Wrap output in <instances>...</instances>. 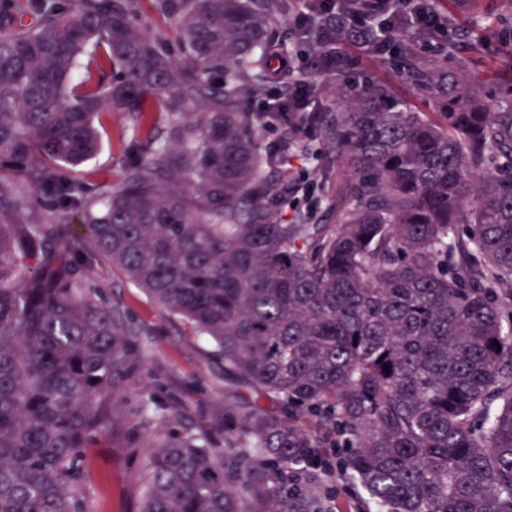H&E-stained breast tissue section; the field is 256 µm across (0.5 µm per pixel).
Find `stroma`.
Listing matches in <instances>:
<instances>
[{
  "mask_svg": "<svg viewBox=\"0 0 512 512\" xmlns=\"http://www.w3.org/2000/svg\"><path fill=\"white\" fill-rule=\"evenodd\" d=\"M444 27L432 40L409 45L390 40L386 57L368 54L360 45L340 47L338 68L317 78L319 109H336L337 87L361 88L385 81L398 102L425 113L432 103L413 86L396 79L398 63L406 55L432 59L445 46L449 66L482 64L490 86L512 74V25L506 0H434ZM103 148L78 167L77 177L89 188L117 186L130 123L122 115L102 116ZM91 276L107 302L126 313L137 334L136 348L120 380V403L109 427L87 450L84 479L90 488V512H140L144 476L153 445L170 431L209 433L214 447L224 446V364L212 355L211 342L197 338L184 321L162 309L149 295L109 262L98 260Z\"/></svg>",
  "mask_w": 512,
  "mask_h": 512,
  "instance_id": "35a3bbf8",
  "label": "stroma"
}]
</instances>
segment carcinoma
I'll use <instances>...</instances> for the list:
<instances>
[{"label":"carcinoma","instance_id":"obj_1","mask_svg":"<svg viewBox=\"0 0 512 512\" xmlns=\"http://www.w3.org/2000/svg\"><path fill=\"white\" fill-rule=\"evenodd\" d=\"M138 4L32 0L28 28L0 11V512H88L87 448L135 335L89 275L100 257L208 338L227 380L224 450L164 438L141 512H321L325 448L355 512H512V79L494 100L480 72L413 58L396 75L432 118L386 83L282 111L336 66L338 34L386 53L351 0L311 27L317 68L249 112L293 0H154L179 60ZM104 112L132 137L97 192L73 171ZM321 144L336 223L308 193L285 224L298 185L264 172ZM140 20L148 25L151 32L165 41L171 55L181 57L182 52L177 42L176 29L169 19L159 16L153 9L151 0H140Z\"/></svg>","mask_w":512,"mask_h":512}]
</instances>
